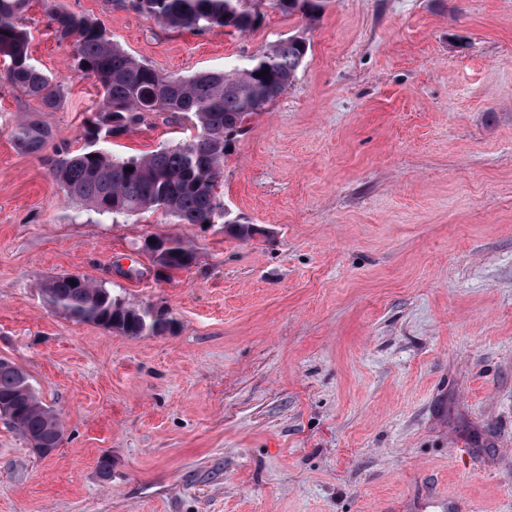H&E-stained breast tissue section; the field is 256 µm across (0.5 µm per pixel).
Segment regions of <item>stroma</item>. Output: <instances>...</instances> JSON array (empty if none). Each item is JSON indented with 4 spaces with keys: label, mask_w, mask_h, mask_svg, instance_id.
Returning a JSON list of instances; mask_svg holds the SVG:
<instances>
[{
    "label": "stroma",
    "mask_w": 512,
    "mask_h": 512,
    "mask_svg": "<svg viewBox=\"0 0 512 512\" xmlns=\"http://www.w3.org/2000/svg\"><path fill=\"white\" fill-rule=\"evenodd\" d=\"M58 2L177 77L299 33L310 49L215 189L263 235L111 221L52 177L100 90L30 0L31 62L63 95L45 108L0 62V359L62 440L40 456L0 418V512H512V0H327L311 25L267 0L246 35ZM28 118L52 132L35 155L13 138ZM192 132L157 114L109 150ZM167 237L196 264L157 275L142 245ZM67 273L165 306L174 331L51 310L38 283Z\"/></svg>",
    "instance_id": "35a3bbf8"
}]
</instances>
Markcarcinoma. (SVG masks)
<instances>
[{"instance_id":"1","label":"carcinoma","mask_w":512,"mask_h":512,"mask_svg":"<svg viewBox=\"0 0 512 512\" xmlns=\"http://www.w3.org/2000/svg\"><path fill=\"white\" fill-rule=\"evenodd\" d=\"M29 0H0V57L8 62L11 83L27 95L54 107L61 85L31 64L20 15ZM56 36L72 48L73 69L93 77L102 93L86 123V147L65 152L53 169L66 197L92 207L102 216H133L151 209L166 211L179 224H212L224 219L227 233L253 237L255 225L224 211L214 189L224 170V156L243 123L283 93L295 79L310 43L302 35L282 38L259 54L222 71L188 78L167 76L121 49L97 23L45 0ZM263 0H129V6L163 27L205 32L214 27L246 34L260 26ZM326 0H272L283 13L318 18ZM265 75H259V72ZM183 114L194 120L197 133L172 149L141 158L119 160L107 144L145 123L153 114ZM14 140L25 152L38 153L51 131L35 121L14 129ZM151 256L165 272L187 269L196 254L180 238ZM44 302L54 311L125 336H158L173 330L168 311L153 313L134 307L104 285L85 277L61 275L40 283ZM0 414L26 440L57 439L58 415L38 397L27 375L0 360Z\"/></svg>"}]
</instances>
